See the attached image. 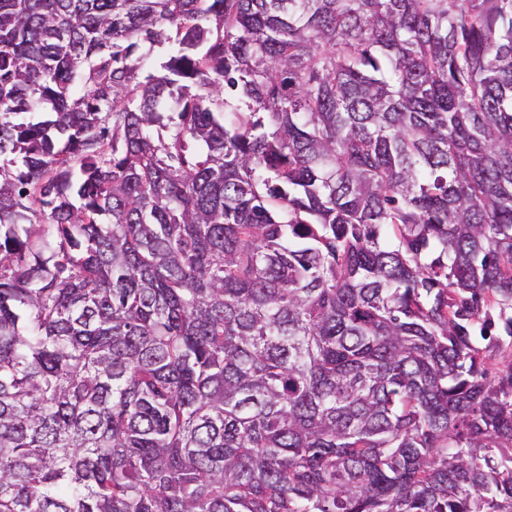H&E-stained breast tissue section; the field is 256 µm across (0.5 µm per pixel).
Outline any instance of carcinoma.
Listing matches in <instances>:
<instances>
[{"label":"carcinoma","instance_id":"carcinoma-1","mask_svg":"<svg viewBox=\"0 0 512 512\" xmlns=\"http://www.w3.org/2000/svg\"><path fill=\"white\" fill-rule=\"evenodd\" d=\"M503 336L512 0H0V512H512Z\"/></svg>","mask_w":512,"mask_h":512}]
</instances>
